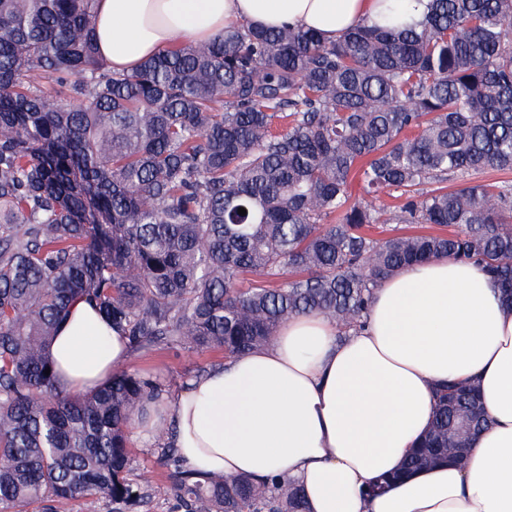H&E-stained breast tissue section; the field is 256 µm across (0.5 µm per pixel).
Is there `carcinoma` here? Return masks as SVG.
Listing matches in <instances>:
<instances>
[{"label":"carcinoma","mask_w":512,"mask_h":512,"mask_svg":"<svg viewBox=\"0 0 512 512\" xmlns=\"http://www.w3.org/2000/svg\"><path fill=\"white\" fill-rule=\"evenodd\" d=\"M95 2L0 0V512L148 496L127 431L163 385L121 367L59 389L48 346L77 298L134 355L226 359L300 313L359 327L386 277L432 258L482 264L512 301V181L473 180L512 169V0H430L419 27L330 44L240 25L131 75L98 56ZM391 223L445 232L371 234ZM487 423L475 388L439 386L406 466L463 460ZM153 453L174 512H305L292 483L187 470L164 428Z\"/></svg>","instance_id":"cac0c4a2"}]
</instances>
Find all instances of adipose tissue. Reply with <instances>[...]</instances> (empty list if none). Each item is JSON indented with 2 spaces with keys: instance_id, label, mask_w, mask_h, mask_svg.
Instances as JSON below:
<instances>
[{
  "instance_id": "ef3b65f1",
  "label": "adipose tissue",
  "mask_w": 512,
  "mask_h": 512,
  "mask_svg": "<svg viewBox=\"0 0 512 512\" xmlns=\"http://www.w3.org/2000/svg\"><path fill=\"white\" fill-rule=\"evenodd\" d=\"M429 0H96L95 39L112 71L132 74L174 39L225 27L286 25L334 42L390 12L424 20ZM62 388L84 393L129 361L128 339L87 301L71 304L49 347ZM474 384L488 417L465 465L402 475L430 428L434 388ZM172 428L185 467L211 476L292 480L307 512H512V306L482 265L440 257L401 269L372 297L361 329L299 314L272 345L227 359L130 427ZM399 480L369 494L380 477Z\"/></svg>"
}]
</instances>
